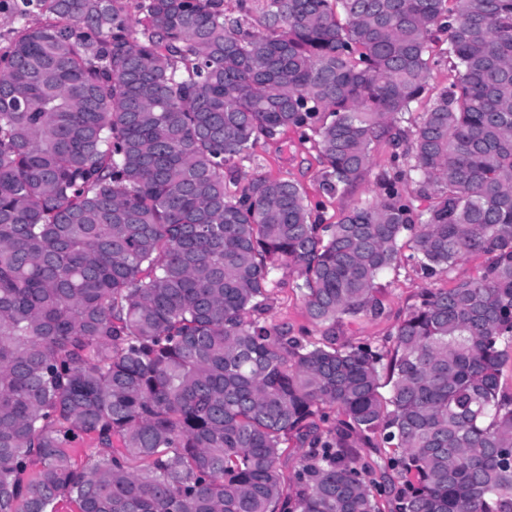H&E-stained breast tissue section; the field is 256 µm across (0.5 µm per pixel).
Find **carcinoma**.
I'll return each instance as SVG.
<instances>
[{
	"instance_id": "obj_1",
	"label": "carcinoma",
	"mask_w": 512,
	"mask_h": 512,
	"mask_svg": "<svg viewBox=\"0 0 512 512\" xmlns=\"http://www.w3.org/2000/svg\"><path fill=\"white\" fill-rule=\"evenodd\" d=\"M5 2L0 512H512V0ZM440 33L453 78L405 129ZM288 129L329 194L382 142L394 172L334 224L292 181L231 190ZM404 239L426 278L487 262L389 349L336 343ZM282 265L324 341L260 321Z\"/></svg>"
}]
</instances>
